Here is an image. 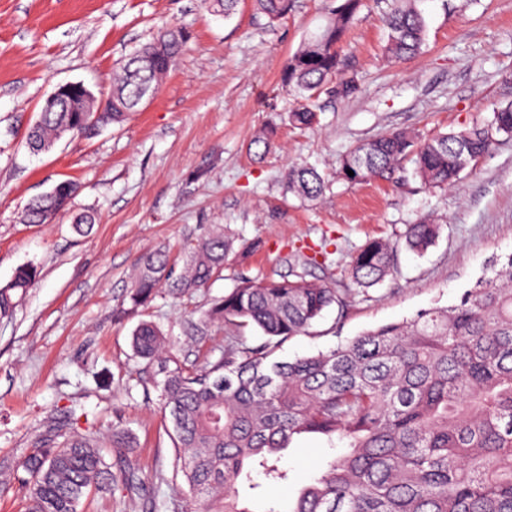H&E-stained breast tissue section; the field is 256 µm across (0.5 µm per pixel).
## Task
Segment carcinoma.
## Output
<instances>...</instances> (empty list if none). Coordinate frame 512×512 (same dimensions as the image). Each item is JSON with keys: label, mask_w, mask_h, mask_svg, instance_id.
Here are the masks:
<instances>
[{"label": "carcinoma", "mask_w": 512, "mask_h": 512, "mask_svg": "<svg viewBox=\"0 0 512 512\" xmlns=\"http://www.w3.org/2000/svg\"><path fill=\"white\" fill-rule=\"evenodd\" d=\"M418 0H392L387 55L401 61L418 54L426 23ZM258 13L274 22L291 0H254ZM363 0H339L324 28L304 39L288 57L281 84L302 104L288 121L309 128L317 121L311 103L318 92L337 98L354 94L353 79L336 85L335 50ZM186 34L162 32L138 48L112 77V111L43 112L28 131L29 147L47 151L66 134L91 138L122 122L146 93H157L162 77L180 53ZM495 134L512 137V107L487 124L422 138L395 130L358 143L339 159L337 172L350 183L381 176L410 160L412 176L429 187H451L472 162L490 150ZM352 170L350 176L347 170ZM285 190L306 200L324 191L313 167L290 166ZM76 184L58 182L32 200L24 219L48 224L69 209ZM440 226L422 220L404 233L406 247L423 253ZM233 242L221 229L186 242V262L174 273L168 254L156 250L141 259L129 293L131 308L144 307L161 288L188 295L224 271ZM395 243L373 238L352 258L350 277L366 290L396 273ZM459 301L433 306L413 317L380 326L316 354L281 360L279 345L308 332L322 312L347 300L336 289L299 276L257 281L241 277L200 318L204 335L215 321L227 328L224 350L202 364L164 355L162 331L141 321L132 333L134 355L164 357L160 402L172 425L178 468L190 494V512H253L240 502L244 469L259 468L271 498L288 481L278 466L293 436L320 434L347 440V452L317 477L305 478L282 511L265 512H512V254L490 265ZM38 275L20 266L0 286V317L15 296ZM252 326L266 340L248 346L237 332ZM20 467L28 478L25 512H79L93 491L118 481L134 482L127 460L117 474L91 438L46 442L29 452Z\"/></svg>", "instance_id": "1"}]
</instances>
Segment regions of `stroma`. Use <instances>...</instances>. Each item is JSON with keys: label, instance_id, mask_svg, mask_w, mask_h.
I'll use <instances>...</instances> for the list:
<instances>
[{"label": "stroma", "instance_id": "35a3bbf8", "mask_svg": "<svg viewBox=\"0 0 512 512\" xmlns=\"http://www.w3.org/2000/svg\"><path fill=\"white\" fill-rule=\"evenodd\" d=\"M336 5L292 0L271 22L252 0L228 18L202 0H0V286L19 266L39 272L0 318V512H23L20 462L46 440L94 435L120 471L123 453L109 446L117 429L129 434L136 482L90 495L81 512H186L159 366L131 347L139 321L155 322L175 353L200 361L219 356L224 327L201 339L193 325L237 277L302 276L335 288L347 309L330 308L284 342L277 354L292 359L455 303L492 260L512 254V138L495 135L452 188L425 187L408 162L359 184L336 173L356 143L393 129L430 137L481 125L512 105V0H419L425 43L400 62L384 52L389 0H365L336 46L339 75L356 80L358 94H321L318 125L291 127L283 65ZM170 28L188 41L151 101L94 138L67 135L29 152L28 128L56 87L81 82L108 94L119 62ZM271 125L277 138L255 159L250 142ZM293 164L322 174L319 200L284 192ZM67 179L79 186L70 211L25 223L28 202ZM86 211L98 222L80 235L72 217ZM423 219L440 226L435 245L422 255L398 247L396 274L359 290L348 274L357 249ZM215 227L234 239L222 277L130 310L143 254L167 249L182 268L183 244ZM333 453L325 437L301 434L279 465L291 477L313 475Z\"/></svg>", "mask_w": 512, "mask_h": 512}]
</instances>
